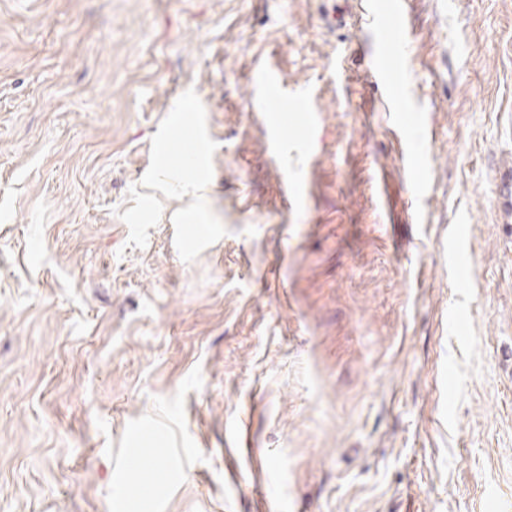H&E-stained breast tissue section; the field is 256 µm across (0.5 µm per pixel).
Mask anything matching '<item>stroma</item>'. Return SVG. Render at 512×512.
<instances>
[{
  "mask_svg": "<svg viewBox=\"0 0 512 512\" xmlns=\"http://www.w3.org/2000/svg\"><path fill=\"white\" fill-rule=\"evenodd\" d=\"M369 3L0 0V512H512V0ZM371 12L379 47L386 52L396 51L404 42L408 28V20L402 4L395 5L389 18ZM261 79L265 95L259 101V108L262 112H276L279 109V101H282L277 94V89L283 84L276 70L271 66L263 68L258 76ZM272 90L273 94H270Z\"/></svg>",
  "mask_w": 512,
  "mask_h": 512,
  "instance_id": "1",
  "label": "stroma"
}]
</instances>
